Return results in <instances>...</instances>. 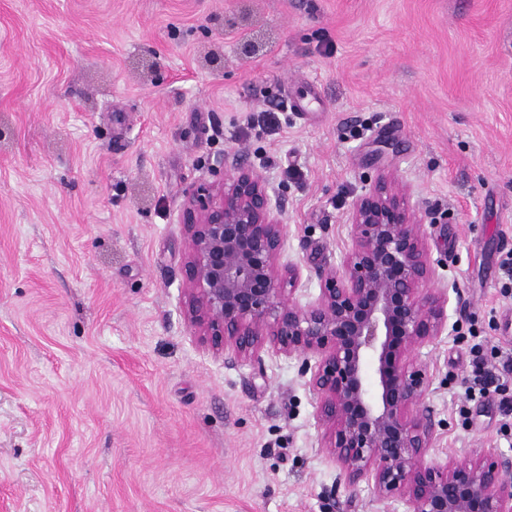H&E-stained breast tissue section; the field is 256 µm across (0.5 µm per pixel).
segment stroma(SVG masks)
<instances>
[{"label": "stroma", "mask_w": 512, "mask_h": 512, "mask_svg": "<svg viewBox=\"0 0 512 512\" xmlns=\"http://www.w3.org/2000/svg\"><path fill=\"white\" fill-rule=\"evenodd\" d=\"M1 127L0 512H408L348 496L298 360L188 328L177 216L222 152L275 191L303 303L380 171L430 211L431 454L512 463L461 386L474 341L512 355V0H0Z\"/></svg>", "instance_id": "stroma-1"}]
</instances>
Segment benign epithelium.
Listing matches in <instances>:
<instances>
[{"label": "benign epithelium", "instance_id": "7a95c632", "mask_svg": "<svg viewBox=\"0 0 512 512\" xmlns=\"http://www.w3.org/2000/svg\"><path fill=\"white\" fill-rule=\"evenodd\" d=\"M229 173L183 201V315L193 336L264 375V356L302 359L317 396L320 448L348 488L410 512H512L508 462L491 451L431 456L429 386L413 352L448 332V295L423 216L408 191L379 173L349 208L351 245L338 266L317 269L318 296L301 304L299 269L283 261L286 225L267 185L235 153L211 167Z\"/></svg>", "mask_w": 512, "mask_h": 512}]
</instances>
